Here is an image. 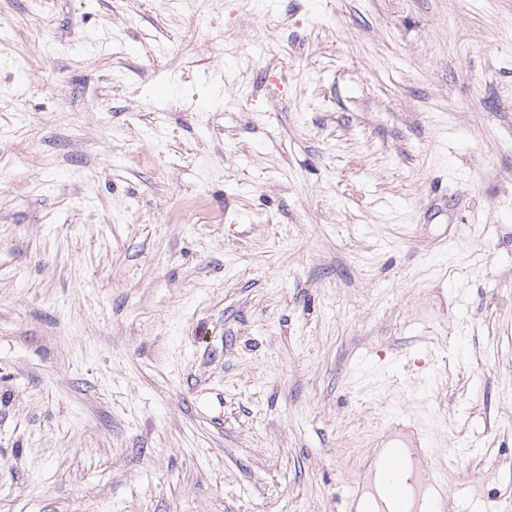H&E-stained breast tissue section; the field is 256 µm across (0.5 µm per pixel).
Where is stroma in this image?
<instances>
[{
    "label": "stroma",
    "mask_w": 512,
    "mask_h": 512,
    "mask_svg": "<svg viewBox=\"0 0 512 512\" xmlns=\"http://www.w3.org/2000/svg\"><path fill=\"white\" fill-rule=\"evenodd\" d=\"M1 87L0 512H344L390 411L512 512V0H0Z\"/></svg>",
    "instance_id": "stroma-1"
}]
</instances>
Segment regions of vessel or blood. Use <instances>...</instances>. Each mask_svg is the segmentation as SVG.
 Segmentation results:
<instances>
[{"instance_id": "b4317fda", "label": "vessel or blood", "mask_w": 512, "mask_h": 512, "mask_svg": "<svg viewBox=\"0 0 512 512\" xmlns=\"http://www.w3.org/2000/svg\"><path fill=\"white\" fill-rule=\"evenodd\" d=\"M386 451L369 457L363 474L347 488V512H357L362 498L384 492L393 512H447L450 490L435 463L430 427L394 413L383 425Z\"/></svg>"}]
</instances>
